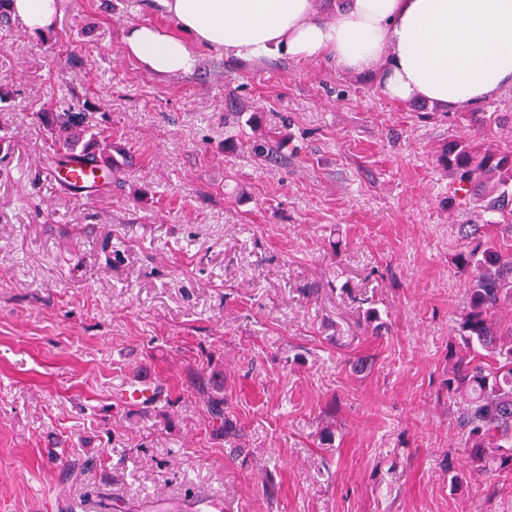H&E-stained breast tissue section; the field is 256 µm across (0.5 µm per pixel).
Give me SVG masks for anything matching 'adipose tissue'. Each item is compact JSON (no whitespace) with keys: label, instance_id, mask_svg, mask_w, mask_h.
I'll list each match as a JSON object with an SVG mask.
<instances>
[{"label":"adipose tissue","instance_id":"obj_1","mask_svg":"<svg viewBox=\"0 0 512 512\" xmlns=\"http://www.w3.org/2000/svg\"><path fill=\"white\" fill-rule=\"evenodd\" d=\"M176 33L128 28L130 56L158 74H188L197 47L244 60L330 56L337 69L377 72L388 98L465 111L512 86V0H155ZM30 31L46 32L58 0H12Z\"/></svg>","mask_w":512,"mask_h":512}]
</instances>
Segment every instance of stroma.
I'll return each instance as SVG.
<instances>
[{"label": "stroma", "instance_id": "1", "mask_svg": "<svg viewBox=\"0 0 512 512\" xmlns=\"http://www.w3.org/2000/svg\"><path fill=\"white\" fill-rule=\"evenodd\" d=\"M154 0H59L0 26V512H128L198 493L241 512H512L448 394L468 278L441 148L512 128L393 101L326 59L197 50L161 78ZM112 132L111 185L48 180L47 121ZM268 138L278 162L249 152ZM379 326L366 321L368 309ZM220 370L228 448L192 382ZM153 373L164 396L127 403ZM330 431L320 445L321 431ZM11 15L21 20L30 31L44 33L53 26L58 13V0H12Z\"/></svg>", "mask_w": 512, "mask_h": 512}]
</instances>
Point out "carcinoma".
<instances>
[{"instance_id":"cac0c4a2","label":"carcinoma","mask_w":512,"mask_h":512,"mask_svg":"<svg viewBox=\"0 0 512 512\" xmlns=\"http://www.w3.org/2000/svg\"><path fill=\"white\" fill-rule=\"evenodd\" d=\"M72 114L63 113L52 128L51 160L69 164L77 154L90 163L112 167V141L96 132L76 130ZM477 127L512 124V114L472 112ZM439 165L451 177L464 202L493 220L458 225V268L470 276L466 305L459 323L463 347L451 355L446 387L464 407L456 427L464 448L481 469L512 473V320L499 312L512 309V150L480 149L467 140L444 146ZM198 394L211 418L220 420L215 434L226 442L242 430L224 411V374L214 371L199 382Z\"/></svg>"}]
</instances>
